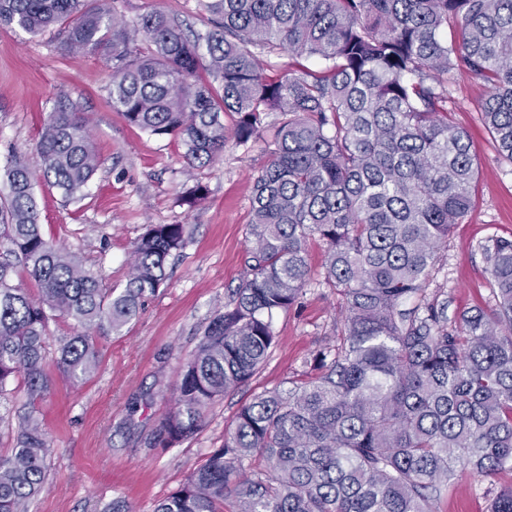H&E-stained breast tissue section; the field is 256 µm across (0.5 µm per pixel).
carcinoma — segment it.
<instances>
[{
  "label": "carcinoma",
  "mask_w": 512,
  "mask_h": 512,
  "mask_svg": "<svg viewBox=\"0 0 512 512\" xmlns=\"http://www.w3.org/2000/svg\"><path fill=\"white\" fill-rule=\"evenodd\" d=\"M204 8L212 30L202 44L161 11L131 31L94 0H0V25L54 29L66 52L106 51L112 107L152 136L180 138L188 164L213 162L230 139L270 149L253 178L246 275L185 364L155 444L193 438L208 406L259 371L275 343L274 316L310 281L309 240L327 245L324 282L344 309L336 348L315 355L320 375L242 405L223 447L154 512H224L228 501L236 512H437L466 472L512 476V238L481 245L491 307L450 320L440 294L427 293L478 179L469 133L448 122L455 74L488 89L482 123L512 163V0H205ZM285 52L323 66L270 79L266 68ZM36 150L41 179L65 199L99 167L84 113L67 96L55 100ZM3 176L0 239L10 248L0 261V392L23 374L31 410L0 457V512H27L53 453L36 410L51 384L50 318L86 329L60 343L56 363L75 382L92 377L101 352L91 332L119 333L137 316L186 236L182 224L149 226L125 286H105L44 238L36 177L16 155ZM19 268L39 298L12 284ZM490 512H512V485Z\"/></svg>",
  "instance_id": "carcinoma-1"
}]
</instances>
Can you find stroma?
<instances>
[{
    "label": "stroma",
    "instance_id": "obj_1",
    "mask_svg": "<svg viewBox=\"0 0 512 512\" xmlns=\"http://www.w3.org/2000/svg\"><path fill=\"white\" fill-rule=\"evenodd\" d=\"M128 24L157 9L178 16L194 32L210 29L203 0H108ZM107 52H64L56 31L33 35L0 25V166L19 155L40 172L34 143L62 95L87 115L100 166L84 192L64 200L37 182L39 224L46 239L82 259L103 282L123 287L129 258L150 224H182L187 241L167 266L161 288L147 295L121 334L101 338L102 359L89 380L75 384L47 363L49 393L37 409L54 449L43 490L28 512H112L124 500L130 512H154L232 432L241 405L256 394L285 390L316 378L315 352L333 340L340 297L323 282L326 246L308 243L311 279L301 299L273 321L277 342L261 371L234 393L214 401L192 438L171 448L154 445L175 388L210 319L244 276L253 175L267 164L263 145L227 144L211 165L187 164L173 137L156 138L128 124L110 101ZM485 88L466 75L450 87L448 119L472 135L480 174L473 207L439 252L431 288L442 289L448 317L493 296L479 249L492 236L512 238V164L499 157L479 108ZM201 200H192L196 187ZM27 409L22 378L0 393V456L7 455L18 418ZM506 479L462 477L437 512H489Z\"/></svg>",
    "mask_w": 512,
    "mask_h": 512
}]
</instances>
